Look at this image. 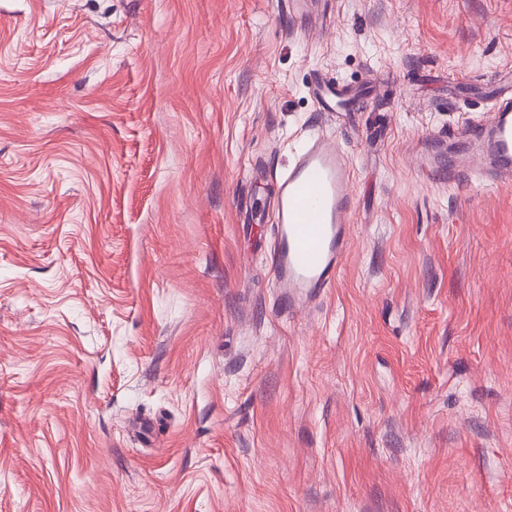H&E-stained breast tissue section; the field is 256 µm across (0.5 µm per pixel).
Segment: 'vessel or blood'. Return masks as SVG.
I'll return each instance as SVG.
<instances>
[{"label": "vessel or blood", "mask_w": 512, "mask_h": 512, "mask_svg": "<svg viewBox=\"0 0 512 512\" xmlns=\"http://www.w3.org/2000/svg\"><path fill=\"white\" fill-rule=\"evenodd\" d=\"M314 0H283L291 33L311 32L318 19ZM320 111L328 112L351 97L350 89L317 82L310 89ZM472 151L446 163L444 150H421L417 172L422 180L447 174L459 180L484 173L512 180V90L500 97L483 125L467 127ZM276 185L272 237L274 281L289 305L334 288L349 246L348 225L354 208L353 173L347 155L331 140L317 136L295 157L288 171L269 168Z\"/></svg>", "instance_id": "obj_1"}]
</instances>
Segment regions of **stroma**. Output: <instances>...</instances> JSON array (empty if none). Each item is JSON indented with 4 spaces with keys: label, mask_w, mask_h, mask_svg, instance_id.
Wrapping results in <instances>:
<instances>
[{
    "label": "stroma",
    "mask_w": 512,
    "mask_h": 512,
    "mask_svg": "<svg viewBox=\"0 0 512 512\" xmlns=\"http://www.w3.org/2000/svg\"><path fill=\"white\" fill-rule=\"evenodd\" d=\"M278 2L0 0V512H512V185L414 151L512 79V0ZM313 134L355 210L291 308L256 167ZM284 14L288 19V31L292 34L310 33L319 24V18L313 15L311 6L315 0H282ZM321 112H330L351 98V90L339 85L319 81L310 88ZM444 145H437L438 150L422 149L418 156L417 172L423 181L435 179L442 172H446Z\"/></svg>",
    "instance_id": "35a3bbf8"
}]
</instances>
